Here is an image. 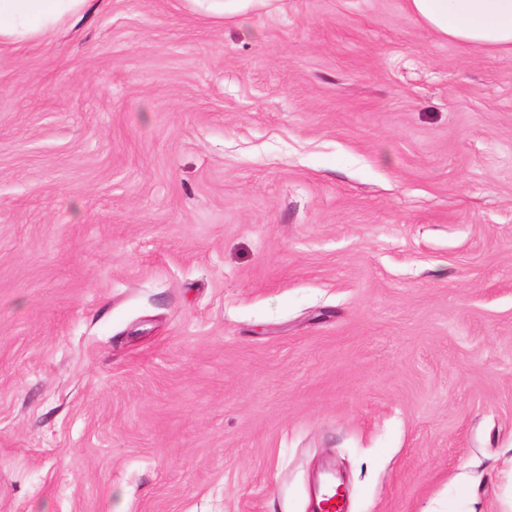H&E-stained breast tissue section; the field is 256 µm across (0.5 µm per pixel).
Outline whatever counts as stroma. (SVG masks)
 Segmentation results:
<instances>
[{
    "instance_id": "obj_1",
    "label": "stroma",
    "mask_w": 512,
    "mask_h": 512,
    "mask_svg": "<svg viewBox=\"0 0 512 512\" xmlns=\"http://www.w3.org/2000/svg\"><path fill=\"white\" fill-rule=\"evenodd\" d=\"M512 512V56L405 0H94L0 47V512Z\"/></svg>"
}]
</instances>
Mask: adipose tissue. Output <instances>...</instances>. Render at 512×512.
Returning a JSON list of instances; mask_svg holds the SVG:
<instances>
[{
  "instance_id": "adipose-tissue-1",
  "label": "adipose tissue",
  "mask_w": 512,
  "mask_h": 512,
  "mask_svg": "<svg viewBox=\"0 0 512 512\" xmlns=\"http://www.w3.org/2000/svg\"><path fill=\"white\" fill-rule=\"evenodd\" d=\"M90 0H0V45L47 37ZM414 18L439 38L512 53V0H406Z\"/></svg>"
}]
</instances>
